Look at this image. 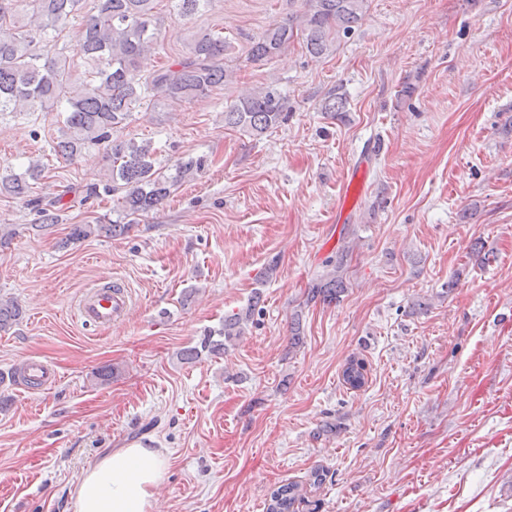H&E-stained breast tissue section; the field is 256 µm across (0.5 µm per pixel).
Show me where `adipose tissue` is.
<instances>
[{"label": "adipose tissue", "instance_id": "adipose-tissue-1", "mask_svg": "<svg viewBox=\"0 0 512 512\" xmlns=\"http://www.w3.org/2000/svg\"><path fill=\"white\" fill-rule=\"evenodd\" d=\"M168 466L157 448L135 443L109 451L82 474L73 512H153L155 490Z\"/></svg>", "mask_w": 512, "mask_h": 512}]
</instances>
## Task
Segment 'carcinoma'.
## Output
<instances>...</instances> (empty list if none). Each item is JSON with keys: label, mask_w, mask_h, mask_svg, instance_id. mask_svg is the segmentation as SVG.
Listing matches in <instances>:
<instances>
[{"label": "carcinoma", "mask_w": 512, "mask_h": 512, "mask_svg": "<svg viewBox=\"0 0 512 512\" xmlns=\"http://www.w3.org/2000/svg\"><path fill=\"white\" fill-rule=\"evenodd\" d=\"M156 0H92L82 17L80 34L72 51L88 66L84 76L74 75L71 58L47 51L59 25L77 17L85 0H0V113L57 112L62 117L63 139L51 146L54 155L68 161L86 148L107 142L112 129L126 120L135 106L148 97L186 101L208 94L232 76L226 66L227 42L218 34L195 36L188 52L177 61L141 74L143 56L158 42L160 29L154 13ZM183 17L207 7L211 0H172ZM367 0H303L299 16L269 25L253 41L248 60L261 62L280 53L295 36H302L308 54H327L340 36L349 35L362 20ZM287 98L273 85L252 89L224 112V125L260 136L286 118ZM187 161L177 176L165 177L155 168L151 143L128 141L112 146V182L126 189L122 197L125 215H141L157 209L169 196L177 178L193 170ZM43 168L29 165L22 175L1 174L0 191L25 197L38 182ZM127 224H74L69 239L83 240L94 233L118 236ZM346 250L336 264L309 285L305 305L332 304L340 299L346 285L341 275ZM264 303L263 291L255 289L245 308L224 318L217 330L205 334L194 346L176 353L178 359L193 363L202 355L221 356L228 343L244 334ZM22 311L12 300H0V330L18 323ZM289 348L304 344L302 312L289 323ZM342 381L351 389L366 384L364 363L347 360ZM304 498L297 482L283 483L270 493L266 512H295Z\"/></svg>", "instance_id": "cac0c4a2"}]
</instances>
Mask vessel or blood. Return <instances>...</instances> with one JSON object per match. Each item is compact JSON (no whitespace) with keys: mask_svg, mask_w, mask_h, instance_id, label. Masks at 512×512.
<instances>
[{"mask_svg":"<svg viewBox=\"0 0 512 512\" xmlns=\"http://www.w3.org/2000/svg\"><path fill=\"white\" fill-rule=\"evenodd\" d=\"M134 299L121 283L105 284L84 291L75 305L76 319L81 324L100 330L125 322ZM59 379L58 372L36 356L24 357L17 373V383L30 393L42 392Z\"/></svg>","mask_w":512,"mask_h":512,"instance_id":"1","label":"vessel or blood"}]
</instances>
